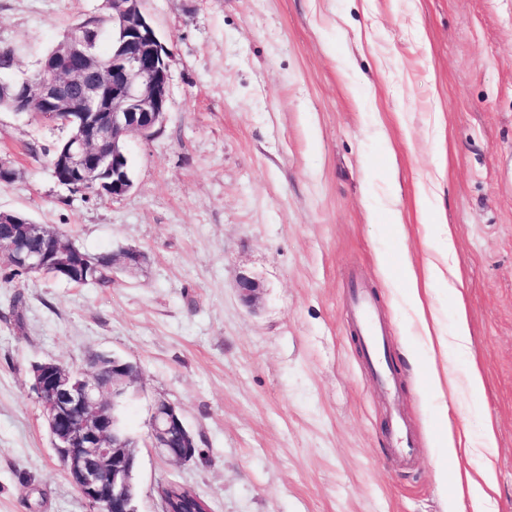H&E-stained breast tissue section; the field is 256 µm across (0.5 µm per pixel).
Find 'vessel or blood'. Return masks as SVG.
Wrapping results in <instances>:
<instances>
[{
    "instance_id": "1",
    "label": "vessel or blood",
    "mask_w": 512,
    "mask_h": 512,
    "mask_svg": "<svg viewBox=\"0 0 512 512\" xmlns=\"http://www.w3.org/2000/svg\"><path fill=\"white\" fill-rule=\"evenodd\" d=\"M352 309L357 317L358 333L370 361L369 371L373 381L382 388H393L396 384V375L387 356L385 333L375 321L373 304L365 291L358 289L353 292ZM390 432L395 439L397 451L405 457H414V439L400 416L391 417Z\"/></svg>"
}]
</instances>
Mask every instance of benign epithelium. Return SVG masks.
I'll return each mask as SVG.
<instances>
[{"label":"benign epithelium","instance_id":"1","mask_svg":"<svg viewBox=\"0 0 512 512\" xmlns=\"http://www.w3.org/2000/svg\"><path fill=\"white\" fill-rule=\"evenodd\" d=\"M142 2L110 0L112 33L118 35L112 58H100L70 34L20 79L26 94L12 96L13 112H36L48 123L66 126L72 116L78 117L51 164L56 183L72 194L93 186L99 194L109 189L107 195L114 201L123 199L132 186L125 175L127 138L151 141L164 127L174 52L158 36ZM5 216L19 229L12 238L0 240V257L20 276H43L50 268L68 274L77 258L83 267H91L92 258L72 240L30 223L21 213ZM30 236L43 237L47 247H26L24 240ZM112 258L122 269L134 271L145 254L125 249ZM236 285L242 301L256 305L259 282L242 272ZM128 366L112 361V387L106 389L93 367L75 373L41 362L33 370V390L53 445L91 512H137L132 465L138 449L112 430L115 403L138 381ZM149 447L174 462H190L200 455L194 434L166 400L154 402Z\"/></svg>","mask_w":512,"mask_h":512}]
</instances>
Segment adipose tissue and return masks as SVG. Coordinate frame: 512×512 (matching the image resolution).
I'll return each mask as SVG.
<instances>
[{"mask_svg": "<svg viewBox=\"0 0 512 512\" xmlns=\"http://www.w3.org/2000/svg\"><path fill=\"white\" fill-rule=\"evenodd\" d=\"M439 239L443 245L441 255L443 265H430L424 275H417L412 265H405L402 276L403 296L414 312L425 335L432 354L447 355L448 351L463 354L470 349V331L465 304H458L455 327L451 333H444L439 324L428 321L427 307L424 302L432 285H441L452 296H459L460 276L451 258L455 252L453 233L449 225H442ZM445 454L439 455L435 467L440 484L454 483L457 493H468L477 512H486L495 487L493 460L497 456V442L490 419L480 423L479 434L462 430L458 434H447L444 439ZM479 458L482 462L477 473L465 468H449V460Z\"/></svg>", "mask_w": 512, "mask_h": 512, "instance_id": "1", "label": "adipose tissue"}]
</instances>
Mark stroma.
<instances>
[{"label":"stroma","mask_w":512,"mask_h":512,"mask_svg":"<svg viewBox=\"0 0 512 512\" xmlns=\"http://www.w3.org/2000/svg\"><path fill=\"white\" fill-rule=\"evenodd\" d=\"M175 54L162 133L127 140L119 201L69 195L50 175L67 128L0 109V210L99 255L137 248L111 286L5 282L0 261V512H89L66 477L30 365L87 370L105 352L136 363L122 413L139 445V512L176 482L210 512H473L439 491L442 428L498 435L497 512H512V0H143ZM105 0H0V51L34 70ZM427 192L437 211L418 218ZM400 212L401 225L392 222ZM454 231L472 336L449 353L484 389L438 400L430 353L400 294L404 261L440 262ZM256 278L246 307L236 278ZM362 286L389 331L400 381L366 370L350 309ZM21 295L20 316L10 299ZM175 404L201 457L147 448L151 407ZM397 404L417 437L401 462Z\"/></svg>","instance_id":"stroma-1"}]
</instances>
